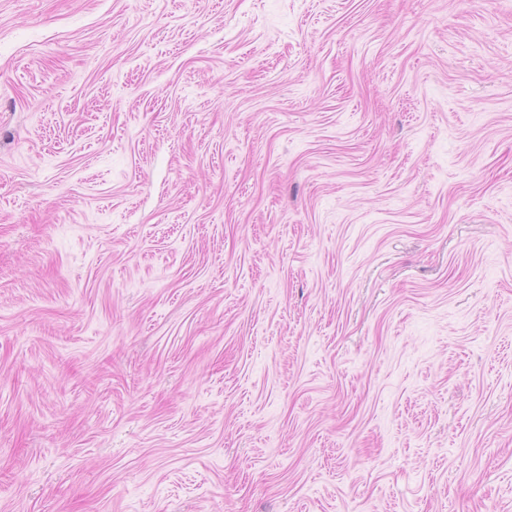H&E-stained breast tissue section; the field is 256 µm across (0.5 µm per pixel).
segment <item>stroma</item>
Segmentation results:
<instances>
[{
    "mask_svg": "<svg viewBox=\"0 0 512 512\" xmlns=\"http://www.w3.org/2000/svg\"><path fill=\"white\" fill-rule=\"evenodd\" d=\"M0 512H512V0H0Z\"/></svg>",
    "mask_w": 512,
    "mask_h": 512,
    "instance_id": "1",
    "label": "stroma"
}]
</instances>
